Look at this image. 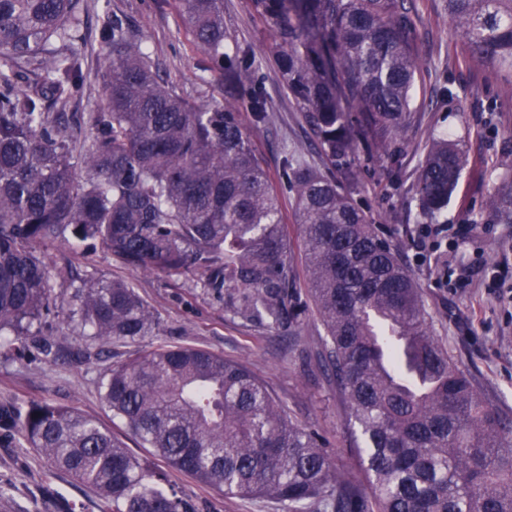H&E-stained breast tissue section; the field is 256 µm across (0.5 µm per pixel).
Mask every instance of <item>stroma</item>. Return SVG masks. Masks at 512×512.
I'll use <instances>...</instances> for the list:
<instances>
[{
    "instance_id": "35a3bbf8",
    "label": "stroma",
    "mask_w": 512,
    "mask_h": 512,
    "mask_svg": "<svg viewBox=\"0 0 512 512\" xmlns=\"http://www.w3.org/2000/svg\"><path fill=\"white\" fill-rule=\"evenodd\" d=\"M172 0H84L79 34L85 85L67 109L97 111L103 91L99 67V18L110 11L136 27L160 76L191 94L224 98V75L194 45ZM445 0H413L416 61L410 125L405 138L381 157L359 151L360 170L351 195L372 224L400 252L434 315V332L456 364L486 392L493 404L512 414V219L493 213L488 201L502 179L512 174V70L473 58L445 17ZM227 50L251 46L256 56L254 85L267 99V122L242 119L256 157L273 187L281 185L284 147L302 150L310 167L326 170L325 157L296 102L282 88L267 58L268 27L254 14L251 0H224ZM449 136L466 164L448 207L436 224L426 225L416 195L419 167L433 137ZM280 216L288 236V262L295 286L307 293L308 275L292 193L280 195ZM38 254L50 272L56 304L34 327L24 349L0 347V403L26 406L33 401L68 406L97 419L138 457L147 451L112 416L101 398L107 369L135 351L157 345H189L245 364L279 399L287 415L317 430L328 444L336 470L357 475L359 462L349 446L347 413L335 385L318 365L316 343L325 329L314 305L297 326L267 329L243 323L194 273L177 270L143 273L125 266L93 242L60 237L42 243ZM89 279L125 281L156 312L151 336L114 345L90 358L89 337L69 319L72 294ZM58 349L44 358L42 340ZM167 485L189 501H205L211 512H284L258 501L228 498L195 478L151 460ZM0 512H102L99 497L61 473H50L22 435L0 430Z\"/></svg>"
}]
</instances>
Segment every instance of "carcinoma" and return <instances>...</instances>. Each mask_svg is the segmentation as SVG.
<instances>
[{
	"mask_svg": "<svg viewBox=\"0 0 512 512\" xmlns=\"http://www.w3.org/2000/svg\"><path fill=\"white\" fill-rule=\"evenodd\" d=\"M272 32L269 59L331 169L283 150L294 192L308 294L326 337L319 358L346 399L361 477L336 473L316 431L245 366L208 350L159 345L112 367L101 397L142 448L227 497L288 512H512V415L499 411L433 334L420 288L336 174L355 184L360 146L389 153L411 112L417 63L408 0H251ZM480 60L512 68V0H445ZM195 45L238 89L222 101L164 81L135 32L104 12V103L63 111L80 91L74 29L82 0H0V337L31 334L55 297L37 246L71 234L142 272L190 268L224 308L269 329L305 310L288 263L277 195L241 113L266 121L252 87L254 53L224 52V0H175ZM37 72L21 85L22 67ZM96 140L76 180L74 131ZM464 155L432 141L417 193L428 223L448 206ZM489 207L512 216V177ZM72 319L100 347L152 334L155 311L132 285L88 280ZM51 471L97 493L105 512H210L178 497L96 419L32 402L0 406Z\"/></svg>",
	"mask_w": 512,
	"mask_h": 512,
	"instance_id": "obj_1",
	"label": "carcinoma"
}]
</instances>
